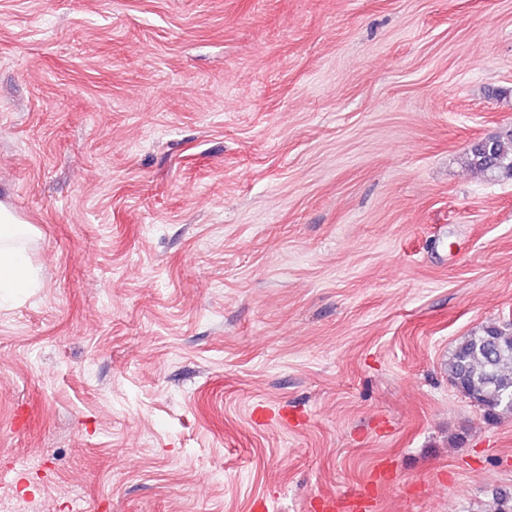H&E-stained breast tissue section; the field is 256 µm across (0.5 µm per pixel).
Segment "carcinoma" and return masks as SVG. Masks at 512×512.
<instances>
[{
	"label": "carcinoma",
	"instance_id": "carcinoma-1",
	"mask_svg": "<svg viewBox=\"0 0 512 512\" xmlns=\"http://www.w3.org/2000/svg\"><path fill=\"white\" fill-rule=\"evenodd\" d=\"M466 162L487 177H512V127L473 144ZM448 375L488 416L512 415V323L464 337L448 358ZM491 512H512V492H495Z\"/></svg>",
	"mask_w": 512,
	"mask_h": 512
}]
</instances>
